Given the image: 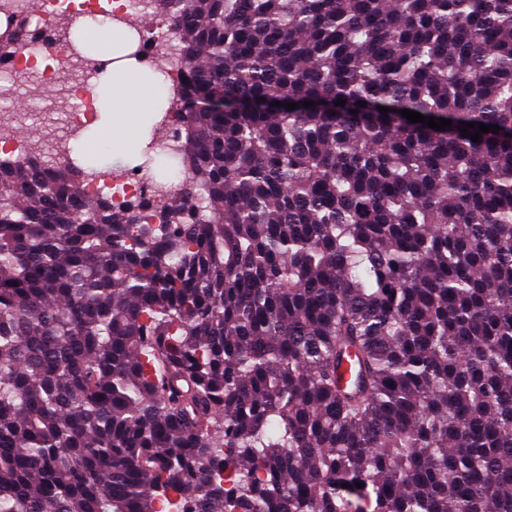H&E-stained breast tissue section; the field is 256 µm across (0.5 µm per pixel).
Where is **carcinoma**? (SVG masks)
Wrapping results in <instances>:
<instances>
[{
	"mask_svg": "<svg viewBox=\"0 0 512 512\" xmlns=\"http://www.w3.org/2000/svg\"><path fill=\"white\" fill-rule=\"evenodd\" d=\"M152 4L192 180L0 161V512H512V0ZM152 123V117H149L145 124V131L139 150L134 154H116L106 151L94 135H87L85 141V153L93 159L90 164L98 172L120 170L112 172V182H108L101 173L90 178L81 185L83 191L90 193L96 192L102 195L103 188L108 187L109 195L112 201L119 205L128 201L139 200L143 198H154L157 195L154 180L148 177L144 169H129L141 162L140 151L144 146L147 133ZM89 146V147H88ZM139 170V173H136Z\"/></svg>",
	"mask_w": 512,
	"mask_h": 512,
	"instance_id": "obj_1",
	"label": "carcinoma"
}]
</instances>
